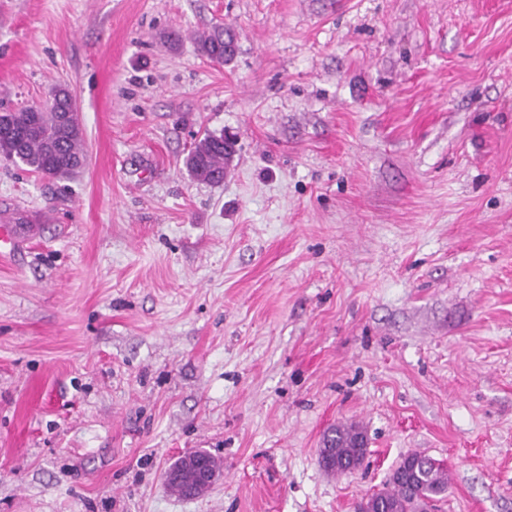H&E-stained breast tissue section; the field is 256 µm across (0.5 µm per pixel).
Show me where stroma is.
I'll use <instances>...</instances> for the list:
<instances>
[{
	"instance_id": "obj_1",
	"label": "stroma",
	"mask_w": 512,
	"mask_h": 512,
	"mask_svg": "<svg viewBox=\"0 0 512 512\" xmlns=\"http://www.w3.org/2000/svg\"><path fill=\"white\" fill-rule=\"evenodd\" d=\"M59 84L84 170L0 158V218L56 216L0 258V512H354L412 452L512 512V0H0V110ZM226 37L230 43L235 42V34L230 27L216 25L211 31L196 36L195 43L198 51L209 61L216 64H224L234 55L232 53L224 56V40ZM233 153L234 144L224 138V132H207L190 150L185 166L194 179L218 184L224 181L225 164ZM362 428L357 423H341L331 428L323 438L322 444L336 451L338 466L329 470L340 474H348L360 466L364 458L362 448L367 447V440ZM358 447H355L357 439ZM199 453L207 459L212 468L217 469L214 465L218 466V463L211 454L208 452ZM201 454H188L183 456L181 460H178L171 468L176 469L178 471V475H176L172 470L166 472L165 478L168 482L176 475L174 479L177 478V480L170 485L178 487L181 492L183 491L184 496L188 491L189 497H196L204 494L211 488L219 474L216 470H213L206 465L204 457ZM180 461L181 463L179 465ZM179 467H185L190 470L179 469ZM191 470L195 472L197 478L195 487H193L195 484V475Z\"/></svg>"
}]
</instances>
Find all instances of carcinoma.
<instances>
[{
  "mask_svg": "<svg viewBox=\"0 0 512 512\" xmlns=\"http://www.w3.org/2000/svg\"><path fill=\"white\" fill-rule=\"evenodd\" d=\"M235 42L229 27L214 26L195 37L198 51L209 61L222 64L231 59L224 55V40ZM47 107L31 106L18 111L0 112V156L21 164L32 172L58 178H70L85 164L82 130L78 123L63 119L64 108L74 104L70 91L57 86ZM234 153V144L224 133L207 132L186 157L191 176L205 183L224 181L226 161ZM363 435L356 423H341L331 428L323 445L336 451L338 466L334 472L348 474L360 466L364 451L355 447ZM448 470L430 463V458L412 453L402 459L377 493L378 512H427L429 502L448 490Z\"/></svg>",
  "mask_w": 512,
  "mask_h": 512,
  "instance_id": "cac0c4a2",
  "label": "carcinoma"
}]
</instances>
